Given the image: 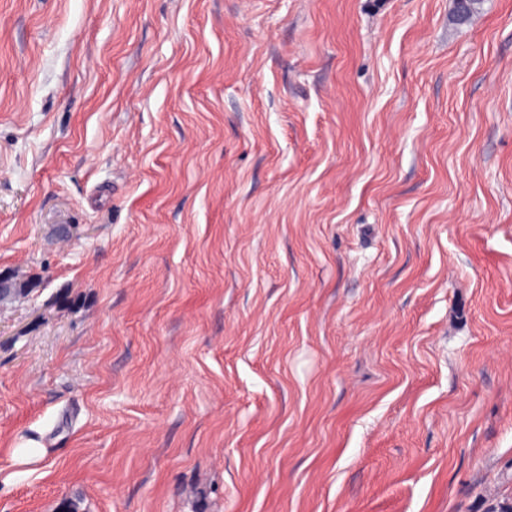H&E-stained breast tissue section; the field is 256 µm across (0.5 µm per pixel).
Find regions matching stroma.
Instances as JSON below:
<instances>
[{
    "label": "stroma",
    "mask_w": 512,
    "mask_h": 512,
    "mask_svg": "<svg viewBox=\"0 0 512 512\" xmlns=\"http://www.w3.org/2000/svg\"><path fill=\"white\" fill-rule=\"evenodd\" d=\"M454 9L0 0V512L512 502V0Z\"/></svg>",
    "instance_id": "1"
}]
</instances>
